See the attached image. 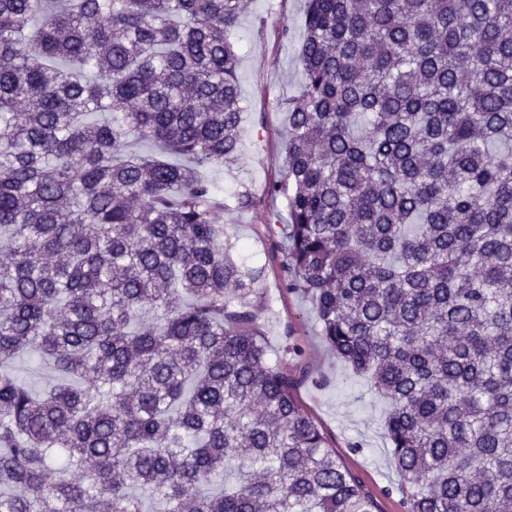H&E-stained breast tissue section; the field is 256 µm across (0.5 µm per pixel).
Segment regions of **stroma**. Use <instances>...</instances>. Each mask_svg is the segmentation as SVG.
I'll list each match as a JSON object with an SVG mask.
<instances>
[{
    "mask_svg": "<svg viewBox=\"0 0 512 512\" xmlns=\"http://www.w3.org/2000/svg\"><path fill=\"white\" fill-rule=\"evenodd\" d=\"M305 0H250L236 29L240 58L238 81L246 110L239 165L206 169L223 193L226 207L216 216L227 234L244 248L242 264L264 269L267 301L261 317L273 363L298 383L295 395L323 432L329 446L377 499L381 512H405L399 476L391 461L383 423L386 401L371 392L367 379L337 359L323 341L310 299L282 290L286 241L277 224L267 223L269 210L285 212V201L269 202L266 185L285 167L284 112L278 103L297 93L303 80L297 58L304 30ZM249 191L254 206L236 208L234 197ZM301 356H289L287 343Z\"/></svg>",
    "mask_w": 512,
    "mask_h": 512,
    "instance_id": "35a3bbf8",
    "label": "stroma"
}]
</instances>
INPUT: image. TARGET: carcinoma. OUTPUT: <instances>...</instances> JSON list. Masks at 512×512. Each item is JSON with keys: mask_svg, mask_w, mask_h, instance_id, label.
Segmentation results:
<instances>
[{"mask_svg": "<svg viewBox=\"0 0 512 512\" xmlns=\"http://www.w3.org/2000/svg\"><path fill=\"white\" fill-rule=\"evenodd\" d=\"M245 2L0 0V512H381L200 171L238 160ZM298 60L284 288L389 401L406 512H512V0H306ZM13 370L35 390L41 388L46 377V374L38 369L34 356L26 355L16 359Z\"/></svg>", "mask_w": 512, "mask_h": 512, "instance_id": "obj_1", "label": "carcinoma"}]
</instances>
